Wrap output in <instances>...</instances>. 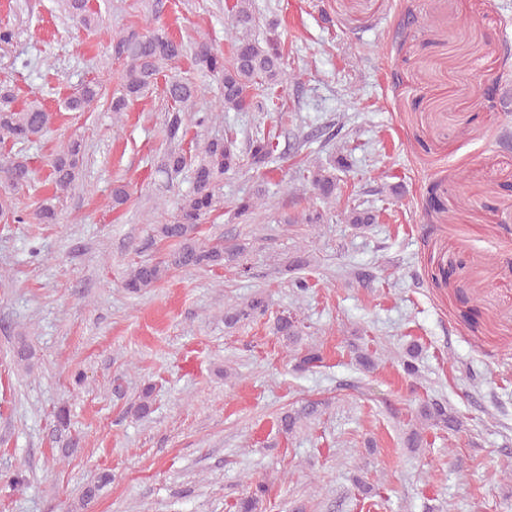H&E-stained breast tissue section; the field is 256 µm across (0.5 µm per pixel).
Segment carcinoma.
<instances>
[{
  "label": "carcinoma",
  "instance_id": "obj_1",
  "mask_svg": "<svg viewBox=\"0 0 512 512\" xmlns=\"http://www.w3.org/2000/svg\"><path fill=\"white\" fill-rule=\"evenodd\" d=\"M66 10L77 23L87 27L94 21L89 11L88 0H65ZM253 22L250 0H235L228 16L231 37L229 58L215 49L204 38L193 46L194 65L198 70L219 80L222 94L219 111L229 110L267 112L274 105L273 89L280 84L284 72V53L281 44L268 40L260 43L248 34ZM185 47L163 27L153 29L147 35L135 31L120 37L114 51L129 59L122 75L120 88L112 94L110 108L123 112L129 103L156 83L161 65L181 56ZM165 94L174 103L167 113L165 133L171 143L183 141L190 127L200 128L209 120V113H187L185 108L195 101L197 87L187 78L173 79L166 83ZM103 84L90 81L83 84L65 100V108L71 112H83L103 97ZM53 115L40 102L33 100L22 108L12 107L7 95H0V184L9 188H20L33 179L34 171L25 148L36 143L47 134ZM274 152L272 139L258 135L249 144L251 165L259 169L269 162ZM84 159L82 142L74 139L57 151L51 159V181L56 194L45 198L32 216L15 212L14 207L0 200V216L14 223L50 224L56 217L57 192L69 188L79 178ZM240 164L232 143L212 140L205 144L202 152L188 157L180 151L168 152L161 168L166 173H179L192 167V189L180 201L177 212L166 224L153 227L155 236L161 241H172L175 248L156 263L139 264L133 267L125 280V288L138 293L155 287L172 270H197L220 267L225 264H241L246 246L230 247L222 242L206 243L198 237L200 224L217 210L220 198L216 187L224 172ZM307 182L318 195L329 200L336 196L335 172L322 166L308 171ZM268 312L266 298L258 293L248 300L224 311V323L232 327L240 322L253 321ZM276 335L288 341V345L300 342L297 321L291 316H280L275 322ZM419 346L411 344L399 360L404 373L410 378L419 376ZM319 404L304 402L284 412L279 419L282 432L290 434L301 423L318 414ZM444 427L450 431L461 428V421L448 407L432 400L424 403L417 415V423L406 438V447L417 451L423 445V430L428 427ZM265 493L263 485L257 484L238 502V512H257L259 501Z\"/></svg>",
  "mask_w": 512,
  "mask_h": 512
}]
</instances>
